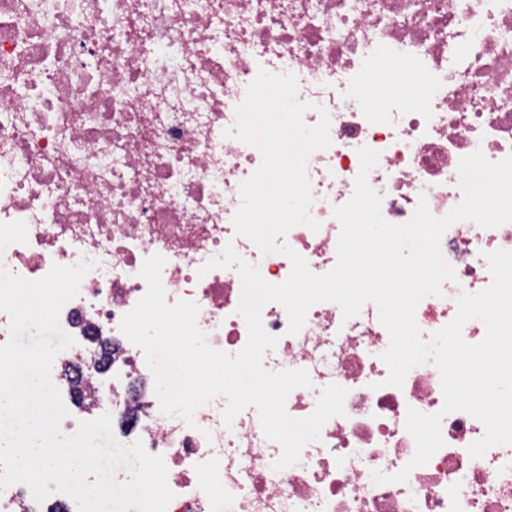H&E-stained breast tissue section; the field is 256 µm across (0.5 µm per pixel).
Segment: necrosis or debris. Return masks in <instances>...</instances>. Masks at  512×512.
Masks as SVG:
<instances>
[{
  "label": "necrosis or debris",
  "mask_w": 512,
  "mask_h": 512,
  "mask_svg": "<svg viewBox=\"0 0 512 512\" xmlns=\"http://www.w3.org/2000/svg\"><path fill=\"white\" fill-rule=\"evenodd\" d=\"M261 69L296 76L312 105L306 124L323 109L330 117L331 146L307 162L321 227L284 238L314 273L337 261L332 209L353 194L360 147L379 154L368 180L396 224L419 201L437 217L462 201V157L512 155V0H0V266L33 280L97 262L60 314L75 339L51 372L70 408L62 433L83 414L110 413L118 442L163 456L167 512H512V445L470 457L485 429L464 412L444 414L443 446L392 481L415 453L408 409L441 412L443 393L430 363L386 385L389 334L371 303L348 320L335 303L315 304L294 335L282 306L262 310L278 338L264 367L304 369L312 381L289 394V415L309 416L329 384L348 391L344 415L299 464L274 470L281 448L255 408L229 426L222 397L191 426L162 412L143 351L120 331L146 291L144 260L165 257L167 302L196 303L209 345L232 355L248 338L241 279L204 264L230 244L269 283L291 271L233 226L261 154L225 131ZM388 70L417 77L416 100L371 102L370 84ZM441 249L455 277L416 309L426 339L455 317L462 293L490 285L486 255L512 251V223H454ZM376 471L389 482L374 483Z\"/></svg>",
  "instance_id": "necrosis-or-debris-1"
}]
</instances>
